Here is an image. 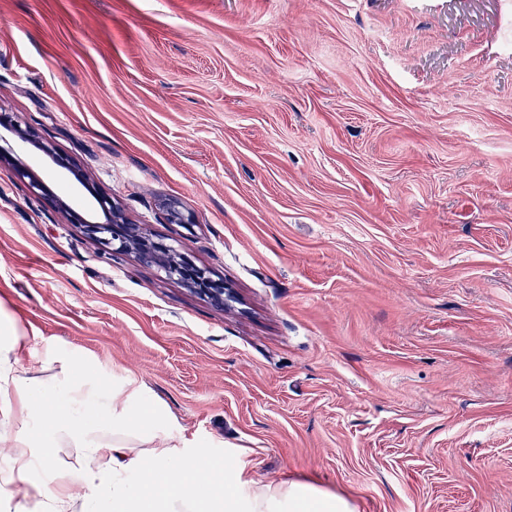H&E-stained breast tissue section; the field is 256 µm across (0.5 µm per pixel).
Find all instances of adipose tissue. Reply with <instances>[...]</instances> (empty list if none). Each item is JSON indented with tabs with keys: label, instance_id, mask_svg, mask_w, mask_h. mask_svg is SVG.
Returning <instances> with one entry per match:
<instances>
[{
	"label": "adipose tissue",
	"instance_id": "ef3b65f1",
	"mask_svg": "<svg viewBox=\"0 0 512 512\" xmlns=\"http://www.w3.org/2000/svg\"><path fill=\"white\" fill-rule=\"evenodd\" d=\"M33 337L0 306V512H352L307 484L255 482L237 452L215 458L135 378L78 350L45 343L33 375Z\"/></svg>",
	"mask_w": 512,
	"mask_h": 512
}]
</instances>
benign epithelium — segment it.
Returning <instances> with one entry per match:
<instances>
[{
    "mask_svg": "<svg viewBox=\"0 0 512 512\" xmlns=\"http://www.w3.org/2000/svg\"><path fill=\"white\" fill-rule=\"evenodd\" d=\"M0 128L39 148L55 165L67 170L88 189H93L90 180L85 178L74 161L57 154L42 143L36 131L21 125L13 114L0 113ZM16 171L21 178L29 180L32 194L38 195L47 190L38 174L27 166L19 165ZM96 200L100 208V216L97 218H88L63 201L59 206L68 216L69 223L80 227L85 235L99 242L106 252H125L138 263L156 265L167 277L176 278L187 287L199 291L214 305L224 306V298L230 297V291L225 289L222 283L212 280L206 275L205 270L181 258L174 247L154 241L146 226L127 223L123 212L110 196L98 193ZM163 210L165 219L170 224L195 223L194 215L176 200L166 201Z\"/></svg>",
    "mask_w": 512,
    "mask_h": 512,
    "instance_id": "obj_1",
    "label": "benign epithelium"
}]
</instances>
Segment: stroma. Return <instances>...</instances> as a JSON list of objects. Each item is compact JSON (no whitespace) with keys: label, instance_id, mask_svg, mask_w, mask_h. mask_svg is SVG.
<instances>
[{"label":"stroma","instance_id":"1","mask_svg":"<svg viewBox=\"0 0 512 512\" xmlns=\"http://www.w3.org/2000/svg\"><path fill=\"white\" fill-rule=\"evenodd\" d=\"M505 0H0L11 112L213 279L102 253L0 140V304L262 483L512 512ZM50 195L32 196L15 163ZM193 212L165 220L162 203Z\"/></svg>","mask_w":512,"mask_h":512}]
</instances>
